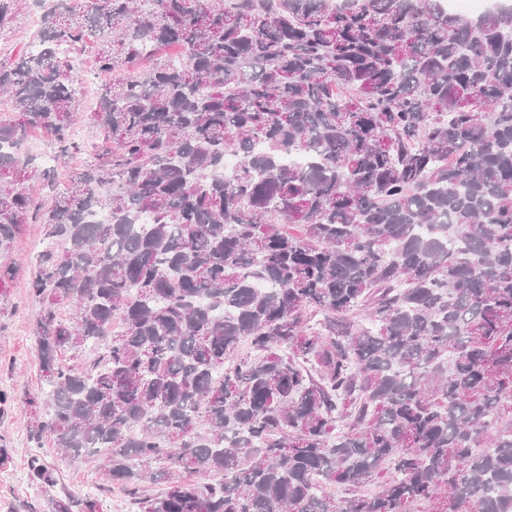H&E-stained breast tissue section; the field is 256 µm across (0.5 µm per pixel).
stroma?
<instances>
[{
    "instance_id": "obj_1",
    "label": "stroma",
    "mask_w": 512,
    "mask_h": 512,
    "mask_svg": "<svg viewBox=\"0 0 512 512\" xmlns=\"http://www.w3.org/2000/svg\"><path fill=\"white\" fill-rule=\"evenodd\" d=\"M43 244L41 227H26L10 255L19 271L0 295V391L10 396L0 407V446L8 457L0 463V512H54L62 494L98 497L104 512H138L130 497L106 483L95 459H71L61 455L52 436L32 439L27 428V394L42 386L32 327L41 304L29 291L33 261ZM54 470L57 484L41 488L28 479L32 459Z\"/></svg>"
}]
</instances>
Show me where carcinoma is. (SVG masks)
Listing matches in <instances>:
<instances>
[{
    "label": "carcinoma",
    "instance_id": "cac0c4a2",
    "mask_svg": "<svg viewBox=\"0 0 512 512\" xmlns=\"http://www.w3.org/2000/svg\"><path fill=\"white\" fill-rule=\"evenodd\" d=\"M32 42L0 146L98 133L46 209L17 172L55 168L0 152V253L46 240L35 439L165 483L140 512H512L511 6L59 0Z\"/></svg>",
    "mask_w": 512,
    "mask_h": 512
}]
</instances>
